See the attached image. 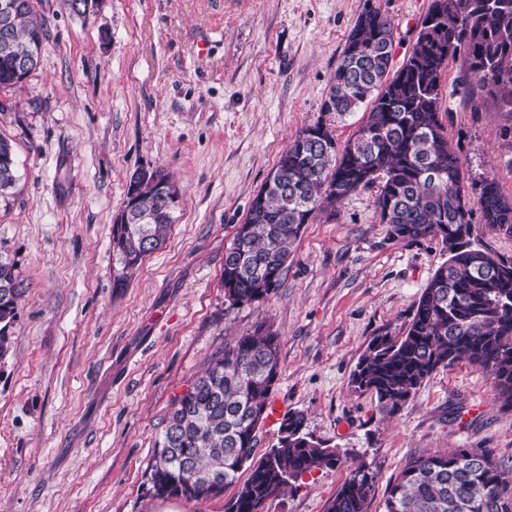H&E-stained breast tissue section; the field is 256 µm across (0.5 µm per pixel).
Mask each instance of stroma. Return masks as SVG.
<instances>
[{"label": "stroma", "mask_w": 512, "mask_h": 512, "mask_svg": "<svg viewBox=\"0 0 512 512\" xmlns=\"http://www.w3.org/2000/svg\"><path fill=\"white\" fill-rule=\"evenodd\" d=\"M431 0H102L91 14L40 0L37 67L0 88V136L15 184L0 193V255L23 296L0 361V512H224V498H156L148 474L176 396L235 337L280 336L271 394L348 461L271 496L262 512H325L350 461L375 475L368 512L413 457L487 448L512 465V410L491 378L434 372L400 410L381 411L350 376L373 336L404 332L446 259L438 241L388 238L377 188L304 226L281 288L230 305L224 251L304 126L338 143L362 112L322 114L346 38L365 6L395 22V63ZM442 120L469 181L512 197V114L472 109L462 61L442 82ZM161 167L180 202L163 246L114 285L113 220L132 174Z\"/></svg>", "instance_id": "stroma-1"}]
</instances>
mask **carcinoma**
<instances>
[{
	"mask_svg": "<svg viewBox=\"0 0 512 512\" xmlns=\"http://www.w3.org/2000/svg\"><path fill=\"white\" fill-rule=\"evenodd\" d=\"M16 4L0 38V88L23 81L12 69L45 39L37 0ZM394 23L364 8L349 32L322 111L343 116L368 106L366 120L343 147L319 119L302 128L252 199L243 224L224 250V298L231 304L266 299L281 287L292 247L305 224L353 193L378 186L375 209L390 239H439L448 259L433 273L406 330L373 337L352 372L354 391L369 393L396 412L438 369L474 365L492 379L512 409V258L472 239L480 223L512 236V198L483 179L476 206L463 187L459 151L440 118L442 78L449 60L463 57L474 110L491 97L512 112V0H431L412 50L392 69ZM136 206L128 224H115L112 249L126 283L140 267L146 239L159 249L173 224L156 180L161 168H140ZM436 182H429V174ZM15 267L0 255V360L11 348L17 317ZM280 340L260 325L213 356L176 397L155 441L150 491L155 497L207 500L249 474L224 512H259L264 502L299 479L342 461L340 450L305 432L300 412L286 413L281 436L252 461L256 431L268 417L278 380ZM374 474L364 464L328 501L326 512H366ZM385 512H512V471L487 448H456L411 459L388 489Z\"/></svg>",
	"mask_w": 512,
	"mask_h": 512,
	"instance_id": "carcinoma-1",
	"label": "carcinoma"
}]
</instances>
